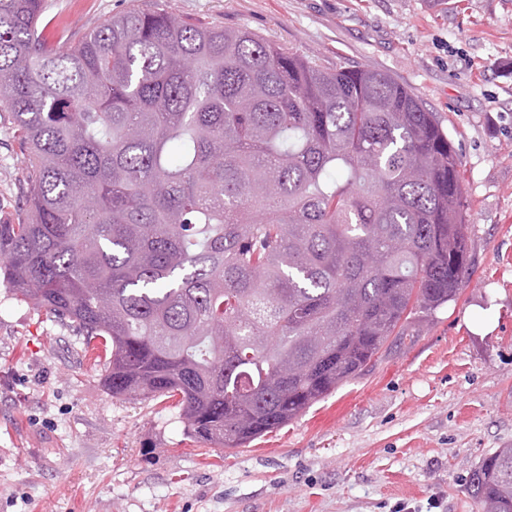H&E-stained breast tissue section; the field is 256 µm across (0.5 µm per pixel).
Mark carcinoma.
I'll use <instances>...</instances> for the list:
<instances>
[{
	"mask_svg": "<svg viewBox=\"0 0 512 512\" xmlns=\"http://www.w3.org/2000/svg\"><path fill=\"white\" fill-rule=\"evenodd\" d=\"M0 0L22 215L0 282L69 323L124 398L244 447L361 374L470 270L460 162L418 97L246 30L131 8L57 50ZM467 492L512 512V445Z\"/></svg>",
	"mask_w": 512,
	"mask_h": 512,
	"instance_id": "carcinoma-1",
	"label": "carcinoma"
}]
</instances>
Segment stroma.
Instances as JSON below:
<instances>
[{
  "instance_id": "stroma-1",
  "label": "stroma",
  "mask_w": 512,
  "mask_h": 512,
  "mask_svg": "<svg viewBox=\"0 0 512 512\" xmlns=\"http://www.w3.org/2000/svg\"><path fill=\"white\" fill-rule=\"evenodd\" d=\"M158 0H46L76 41ZM335 64L386 72L460 161L471 272L410 339L242 448L188 438L174 400L112 396L69 324L0 283V512H476L470 469L512 444V0H169ZM23 166L0 112V223Z\"/></svg>"
}]
</instances>
